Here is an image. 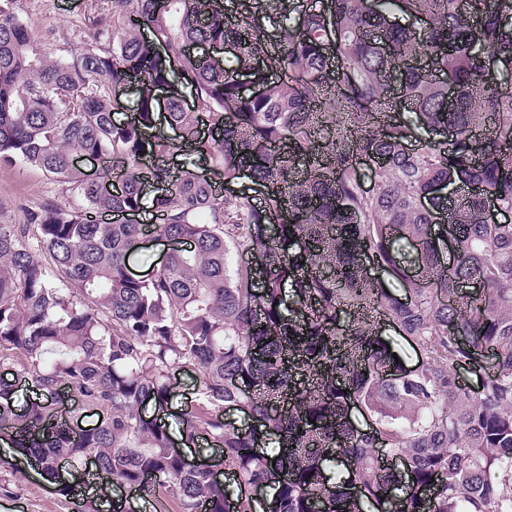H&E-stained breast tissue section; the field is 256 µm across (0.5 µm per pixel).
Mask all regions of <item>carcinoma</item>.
Masks as SVG:
<instances>
[{
    "instance_id": "cac0c4a2",
    "label": "carcinoma",
    "mask_w": 512,
    "mask_h": 512,
    "mask_svg": "<svg viewBox=\"0 0 512 512\" xmlns=\"http://www.w3.org/2000/svg\"><path fill=\"white\" fill-rule=\"evenodd\" d=\"M236 2L114 0L112 17L90 19L110 46L51 60L20 0H0V162L81 200L47 196L0 224V364L31 393L18 409L0 380V436L66 500L58 461L93 456L115 487L152 477L174 512H512V221L489 211L492 197L512 212V0ZM126 83L134 108L120 119L112 87ZM164 88L176 138L158 128ZM76 153L106 166L91 178ZM455 185L472 187L460 206L436 194ZM151 232L180 247L132 277ZM233 254L255 265L231 275ZM386 326L418 352L414 374ZM486 352L496 363L474 393L456 368ZM184 367L199 378L180 439L221 449L211 465L235 496L139 412L168 406ZM83 410L100 423L80 426ZM271 435L278 448L259 450Z\"/></svg>"
}]
</instances>
